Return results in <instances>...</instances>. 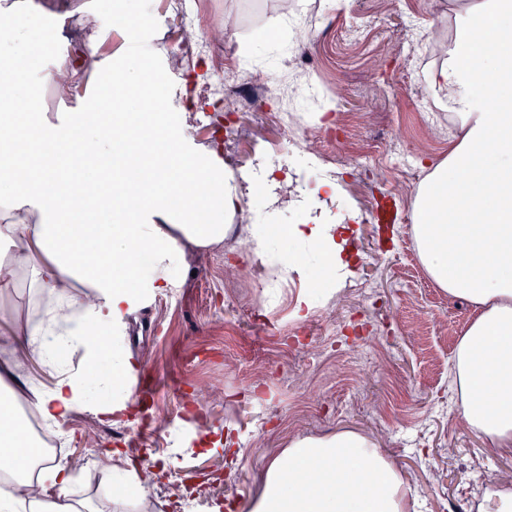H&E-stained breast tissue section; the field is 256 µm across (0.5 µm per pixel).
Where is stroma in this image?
Returning a JSON list of instances; mask_svg holds the SVG:
<instances>
[{
	"instance_id": "stroma-1",
	"label": "stroma",
	"mask_w": 512,
	"mask_h": 512,
	"mask_svg": "<svg viewBox=\"0 0 512 512\" xmlns=\"http://www.w3.org/2000/svg\"><path fill=\"white\" fill-rule=\"evenodd\" d=\"M473 0H0L24 16L30 33L50 24L58 42L41 55L28 78L37 112H70L99 81L86 73L70 96L56 98L44 76L78 58L76 37L95 32L91 47L106 66H118L132 44L154 50L169 111L179 113L198 148L208 147L218 117L239 128L224 153L236 176L275 165L293 172L292 192L318 176L336 178L359 221L347 236L352 274L305 319L294 314L308 288L296 274L288 285L267 284L265 264L245 258L232 242L185 255L177 288L158 295L129 319V344L150 392L152 431L137 423L75 409L62 428L63 461L81 497L108 502L105 474L118 466L111 451L131 448L140 471L151 472L138 512H184L173 483L194 479L195 512L222 505L248 512L259 473L289 438L355 430L372 437L407 480L417 512H477L482 491L512 484V451L489 450L466 428L458 405L452 357L474 316L468 301L438 288L427 275L414 239V200L433 167L448 155V117L426 115L419 100L438 65L457 13ZM147 15L138 31L115 28L116 10ZM219 29L200 41L186 64H175L188 26ZM300 55L319 88L312 99L266 100L255 72L284 81ZM239 74L231 87L239 106L224 113L223 93L210 90L212 57ZM196 108H187L188 98ZM311 169L293 171L295 140ZM410 144L413 171L395 164V143ZM401 215L380 227L378 206ZM38 302L20 275L0 288V361L18 363L21 379L41 389L57 379L39 356L11 335ZM231 434L234 454L219 441Z\"/></svg>"
}]
</instances>
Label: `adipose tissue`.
Returning <instances> with one entry per match:
<instances>
[{
	"label": "adipose tissue",
	"mask_w": 512,
	"mask_h": 512,
	"mask_svg": "<svg viewBox=\"0 0 512 512\" xmlns=\"http://www.w3.org/2000/svg\"><path fill=\"white\" fill-rule=\"evenodd\" d=\"M154 52L131 49L123 67L76 111L33 114L17 92L0 102V285L30 273L43 300L40 317L18 328L55 366L46 391L22 393L48 424L87 404L92 389L111 390L100 412L129 417L127 380L138 366L126 344L127 317L155 294L177 287L185 246L222 245L242 213L220 145L199 150L172 122L163 98L133 97L158 77ZM435 106L457 134L420 185L412 226L420 261L434 284L467 299L475 315L454 356L465 425L493 448H512V0H479L458 13L454 36L427 76ZM269 174L249 186L263 223L239 239L257 259L273 256L311 289L351 274L344 238L356 212L341 203L335 180L304 191L301 220L277 223ZM489 227L479 228V219ZM94 250L96 262L84 260ZM317 264H310L308 254ZM147 258L149 272L136 266ZM80 295H72V288ZM310 291L295 305L313 308ZM81 356V369L60 363ZM482 400H475V392ZM29 442L0 440V512H91L69 493L65 464L42 461L27 491L16 477ZM249 512H406L407 488L391 460L361 432L294 437L264 468Z\"/></svg>",
	"instance_id": "obj_1"
}]
</instances>
